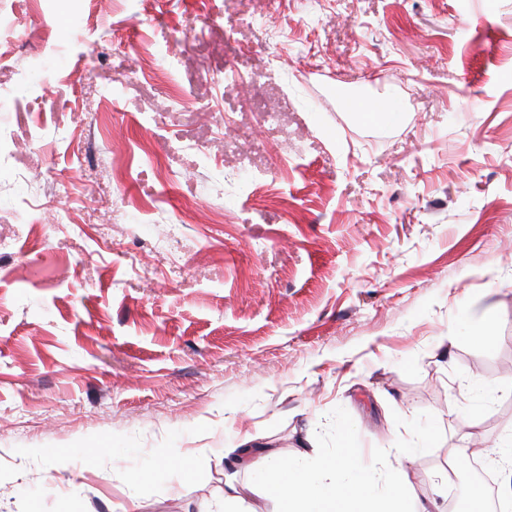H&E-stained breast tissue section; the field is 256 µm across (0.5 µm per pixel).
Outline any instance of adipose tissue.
I'll use <instances>...</instances> for the list:
<instances>
[{
    "mask_svg": "<svg viewBox=\"0 0 512 512\" xmlns=\"http://www.w3.org/2000/svg\"><path fill=\"white\" fill-rule=\"evenodd\" d=\"M354 449L338 461L307 471L277 462L269 466L266 485L275 494L276 512H426L417 497L397 487L388 499L373 495Z\"/></svg>",
    "mask_w": 512,
    "mask_h": 512,
    "instance_id": "adipose-tissue-1",
    "label": "adipose tissue"
}]
</instances>
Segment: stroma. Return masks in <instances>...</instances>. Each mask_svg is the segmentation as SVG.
Wrapping results in <instances>:
<instances>
[{"mask_svg":"<svg viewBox=\"0 0 512 512\" xmlns=\"http://www.w3.org/2000/svg\"><path fill=\"white\" fill-rule=\"evenodd\" d=\"M55 5L0 41V512H275L349 444L429 512L503 479L512 0Z\"/></svg>","mask_w":512,"mask_h":512,"instance_id":"1","label":"stroma"}]
</instances>
